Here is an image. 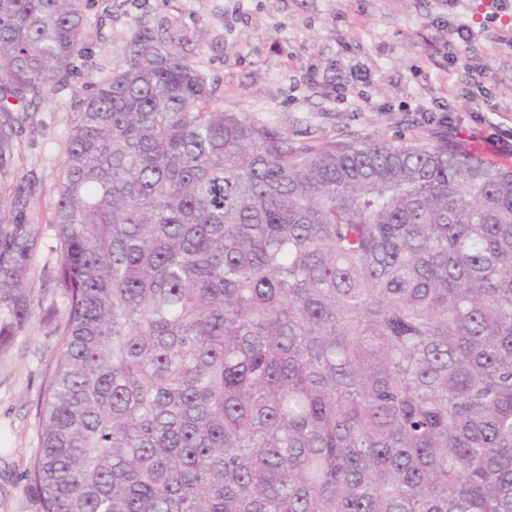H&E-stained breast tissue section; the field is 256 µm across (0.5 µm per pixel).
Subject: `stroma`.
<instances>
[{
  "instance_id": "stroma-1",
  "label": "stroma",
  "mask_w": 512,
  "mask_h": 512,
  "mask_svg": "<svg viewBox=\"0 0 512 512\" xmlns=\"http://www.w3.org/2000/svg\"><path fill=\"white\" fill-rule=\"evenodd\" d=\"M494 10V0H91L85 54L69 88L30 104L38 124L19 139L36 180L30 206L41 243L34 317L0 355V512H39L28 469L66 322L47 273L69 100L111 71L135 23L176 35L213 88V106L283 128L295 144L417 139L512 166V45L501 39L512 15L488 23ZM449 22L477 30L467 53L486 70H449ZM420 104L447 106L451 127L428 123Z\"/></svg>"
}]
</instances>
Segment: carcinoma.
Returning <instances> with one entry per match:
<instances>
[{
    "label": "carcinoma",
    "instance_id": "carcinoma-1",
    "mask_svg": "<svg viewBox=\"0 0 512 512\" xmlns=\"http://www.w3.org/2000/svg\"><path fill=\"white\" fill-rule=\"evenodd\" d=\"M87 8L0 0V353L41 228L15 107L68 89ZM212 96L140 23L72 101L42 512H512V167Z\"/></svg>",
    "mask_w": 512,
    "mask_h": 512
}]
</instances>
